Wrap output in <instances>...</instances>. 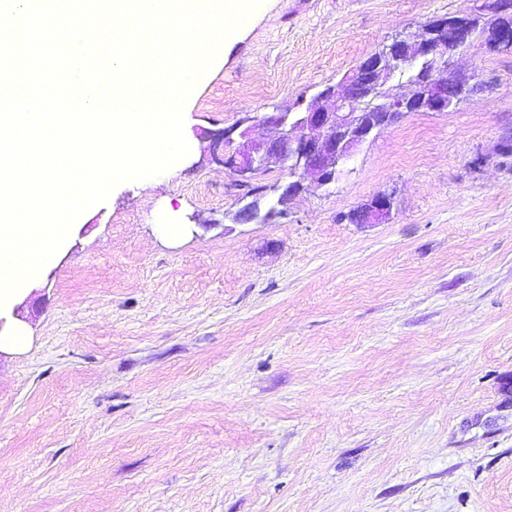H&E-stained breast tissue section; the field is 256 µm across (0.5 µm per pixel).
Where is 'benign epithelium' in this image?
I'll return each mask as SVG.
<instances>
[{
  "mask_svg": "<svg viewBox=\"0 0 512 512\" xmlns=\"http://www.w3.org/2000/svg\"><path fill=\"white\" fill-rule=\"evenodd\" d=\"M472 21L461 17L434 19L422 26L419 34L407 32L364 58L339 85H329L311 97L303 110L286 109L264 116L265 122L279 130L271 141L251 136L247 120L224 130V170L249 185L258 175L278 168L290 171L294 180L276 186L266 215L286 213L289 202L311 178L322 186L335 183L344 167L376 131L399 120L407 111L446 112L469 97L475 85L452 71V54L470 43ZM498 50H512V23H500L490 34ZM424 58L432 64L421 69L418 82L409 92H401L394 71ZM380 100V111L365 113L355 109L366 98ZM394 195L380 192L367 207L357 212L359 223H378L391 215ZM260 219L257 205L249 203L234 214L237 223Z\"/></svg>",
  "mask_w": 512,
  "mask_h": 512,
  "instance_id": "obj_1",
  "label": "benign epithelium"
}]
</instances>
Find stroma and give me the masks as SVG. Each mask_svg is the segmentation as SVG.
Segmentation results:
<instances>
[{
    "instance_id": "stroma-1",
    "label": "stroma",
    "mask_w": 512,
    "mask_h": 512,
    "mask_svg": "<svg viewBox=\"0 0 512 512\" xmlns=\"http://www.w3.org/2000/svg\"><path fill=\"white\" fill-rule=\"evenodd\" d=\"M491 0H263L198 80L190 152L82 213L0 348V512H512V52L236 224L214 136ZM395 194L383 224L348 214ZM176 224L168 236L161 225Z\"/></svg>"
}]
</instances>
